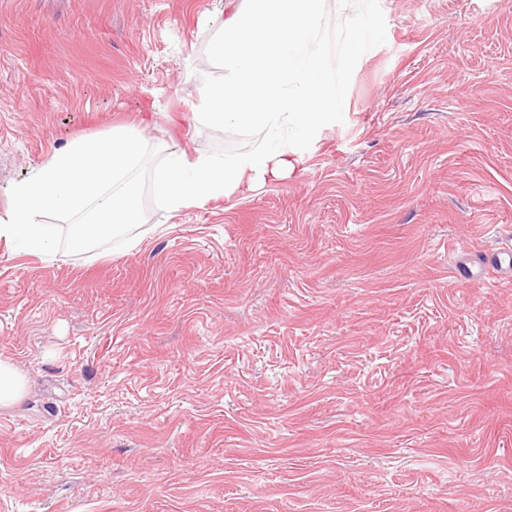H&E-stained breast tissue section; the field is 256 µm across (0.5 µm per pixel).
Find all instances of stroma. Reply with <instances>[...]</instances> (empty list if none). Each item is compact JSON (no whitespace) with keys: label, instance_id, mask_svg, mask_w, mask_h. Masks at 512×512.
Returning a JSON list of instances; mask_svg holds the SVG:
<instances>
[{"label":"stroma","instance_id":"obj_1","mask_svg":"<svg viewBox=\"0 0 512 512\" xmlns=\"http://www.w3.org/2000/svg\"><path fill=\"white\" fill-rule=\"evenodd\" d=\"M324 0L345 75L302 179L38 257L0 240V512H512V282L453 250L512 229V0ZM224 0H0V213L55 149L224 79ZM107 259H100V252ZM26 377L10 359L0 358V407L19 401L26 391Z\"/></svg>","mask_w":512,"mask_h":512}]
</instances>
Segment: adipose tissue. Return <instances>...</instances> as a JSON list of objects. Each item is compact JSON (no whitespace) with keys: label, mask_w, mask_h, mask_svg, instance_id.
<instances>
[{"label":"adipose tissue","mask_w":512,"mask_h":512,"mask_svg":"<svg viewBox=\"0 0 512 512\" xmlns=\"http://www.w3.org/2000/svg\"><path fill=\"white\" fill-rule=\"evenodd\" d=\"M322 0H225L224 80L198 75L199 99L172 115L175 91L144 88L152 100L136 126H115L95 139L55 150L9 194L0 214V239L32 255L58 249L54 214L68 221L75 252L122 235L138 223L141 196L133 178L146 148L144 129L193 138L200 126L232 124L262 132L254 149L225 156L168 154L154 170L152 191L168 211L221 208L270 179L307 175L308 149L336 123L345 78L328 64L319 38Z\"/></svg>","instance_id":"ef3b65f1"}]
</instances>
